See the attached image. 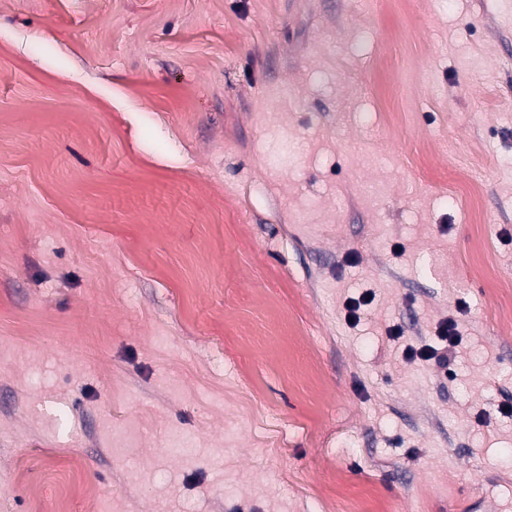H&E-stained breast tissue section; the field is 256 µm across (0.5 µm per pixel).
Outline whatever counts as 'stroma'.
I'll return each instance as SVG.
<instances>
[{"label":"stroma","mask_w":512,"mask_h":512,"mask_svg":"<svg viewBox=\"0 0 512 512\" xmlns=\"http://www.w3.org/2000/svg\"><path fill=\"white\" fill-rule=\"evenodd\" d=\"M506 405L512 0H0V512H512ZM439 337L443 342H445V346L441 349H435L426 345L421 347L409 345L405 347L401 355L398 351L390 355L394 362H399L400 360L409 361L414 358H420L425 361L435 359L437 365L443 370L445 376H451L454 372L451 367L455 365L458 358V350L456 347L460 341L456 321L448 320L441 323Z\"/></svg>","instance_id":"obj_1"}]
</instances>
